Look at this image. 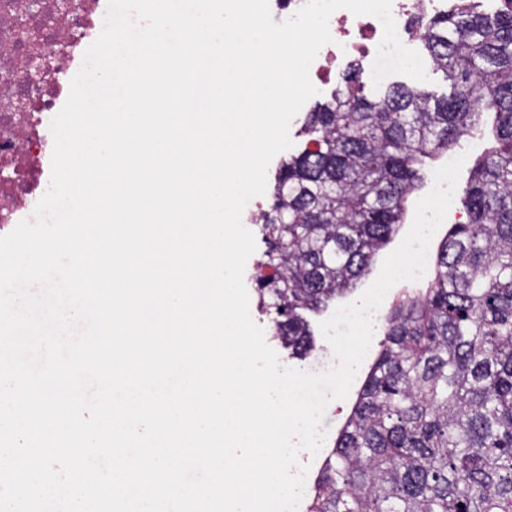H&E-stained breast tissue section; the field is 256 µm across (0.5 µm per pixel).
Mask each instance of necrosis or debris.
<instances>
[{
  "mask_svg": "<svg viewBox=\"0 0 512 512\" xmlns=\"http://www.w3.org/2000/svg\"><path fill=\"white\" fill-rule=\"evenodd\" d=\"M60 2L41 0L34 15L28 0H0V166L14 172L12 178L0 179V225L28 218L44 195L54 144L50 122L70 93L60 77L80 65L103 29L107 0H75L70 12ZM456 6L457 0H392L400 41L408 42L429 18ZM329 29L333 42L320 50L309 70L316 85L330 82L342 63L375 58L383 36L378 18L346 9L331 15ZM36 55L47 69L33 84L26 78V65Z\"/></svg>",
  "mask_w": 512,
  "mask_h": 512,
  "instance_id": "obj_1",
  "label": "necrosis or debris"
}]
</instances>
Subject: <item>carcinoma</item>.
Instances as JSON below:
<instances>
[{"instance_id":"cac0c4a2","label":"carcinoma","mask_w":512,"mask_h":512,"mask_svg":"<svg viewBox=\"0 0 512 512\" xmlns=\"http://www.w3.org/2000/svg\"><path fill=\"white\" fill-rule=\"evenodd\" d=\"M461 6L419 40L450 92L393 83L364 94L352 71L310 113L281 160L258 261L259 303L295 351L304 310L354 289L397 234L429 162L485 125L476 164L438 247L432 288L400 306L317 483L309 512H512V0Z\"/></svg>"}]
</instances>
